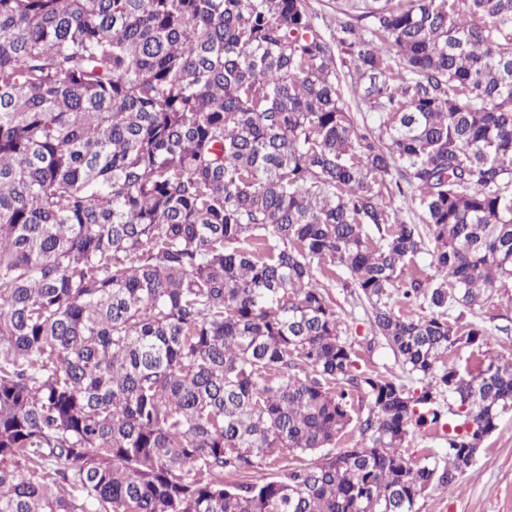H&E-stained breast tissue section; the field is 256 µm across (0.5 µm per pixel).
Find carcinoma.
I'll list each match as a JSON object with an SVG mask.
<instances>
[{"mask_svg":"<svg viewBox=\"0 0 512 512\" xmlns=\"http://www.w3.org/2000/svg\"><path fill=\"white\" fill-rule=\"evenodd\" d=\"M338 267L420 390L354 373ZM509 279L512 0H343L328 33L306 0H0V512H413L512 410V361H448L487 336L448 311ZM355 390L372 445L330 453ZM344 96L345 98L351 103L352 105V113L357 121V123L360 126H367L370 129H377L379 125V117L378 113L376 112H366L365 108H359L357 109V100L355 99V95L351 90L350 83L347 82L346 84H343L342 86ZM404 448H401L406 459L414 462L424 455H430L436 459L440 466L448 463V447L442 441L429 436L423 438L418 431L410 428L406 437Z\"/></svg>","mask_w":512,"mask_h":512,"instance_id":"1","label":"carcinoma"}]
</instances>
